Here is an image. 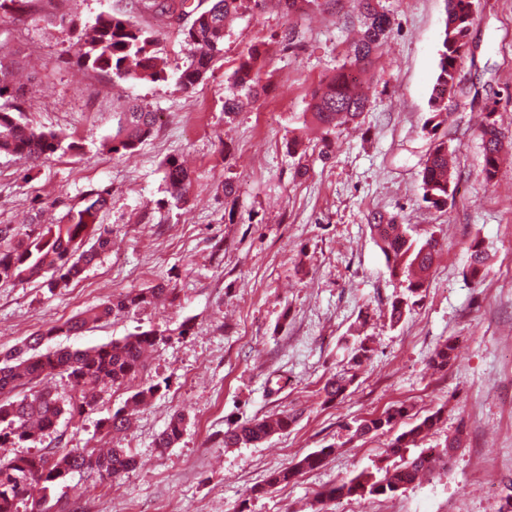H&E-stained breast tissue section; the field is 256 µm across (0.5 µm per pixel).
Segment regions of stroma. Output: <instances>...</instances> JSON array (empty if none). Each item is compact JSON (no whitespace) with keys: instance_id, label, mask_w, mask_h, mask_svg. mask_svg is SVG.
Wrapping results in <instances>:
<instances>
[{"instance_id":"35a3bbf8","label":"stroma","mask_w":512,"mask_h":512,"mask_svg":"<svg viewBox=\"0 0 512 512\" xmlns=\"http://www.w3.org/2000/svg\"><path fill=\"white\" fill-rule=\"evenodd\" d=\"M166 2L172 11L161 16L140 0H64L61 14L46 9L0 23V46L24 65L22 121L79 145L36 162L0 154V224L22 232L49 223L100 187L111 191L101 221L112 230L111 251L81 280L52 292L39 279L0 286V353L39 331L46 348L73 350L138 328L172 336L126 386L100 389L93 412L63 416L44 443L0 447V457L38 454L48 444L136 454L138 466L111 482L71 474L54 492L64 512H498L512 490V0H479L472 53L441 127L457 150L456 191L443 212L423 202L421 172L433 143L426 122L445 0H381L394 25L363 81L368 108L358 124L337 129L326 159L306 110L311 90L343 64L362 27L355 0H325L288 17L275 7L241 12L223 55L187 91L171 79L118 85L80 64L74 24L121 12L156 32L169 67L183 65L179 31L209 0ZM255 45L267 90L225 119L228 79ZM126 96L160 121L121 156L105 143ZM490 104L506 156L488 183L476 126ZM295 136L302 146L292 153ZM170 157L183 159L193 178L179 205L163 179ZM227 179L236 186L230 217ZM377 214L407 225L415 239L438 241L425 296L396 326L387 309L404 284L371 235ZM475 239L487 253L479 283L468 274ZM160 282L173 295L79 335L46 334L112 295ZM357 334L373 353L346 397L324 402L320 389L347 368ZM448 340L454 359L434 370L430 358ZM163 380L167 389L135 412L129 429L100 431L135 391ZM394 404L409 414L389 433L352 437L355 420ZM438 409L444 415L421 445L441 448L460 436L448 467L393 494L318 508L323 487L395 465L390 438ZM177 410L190 422L172 448L159 450L155 440ZM277 412L296 414L287 431L225 447L236 423ZM328 446L335 453L321 468L264 490L271 470Z\"/></svg>"}]
</instances>
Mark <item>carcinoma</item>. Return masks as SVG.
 <instances>
[{"label":"carcinoma","instance_id":"obj_1","mask_svg":"<svg viewBox=\"0 0 512 512\" xmlns=\"http://www.w3.org/2000/svg\"><path fill=\"white\" fill-rule=\"evenodd\" d=\"M262 10L268 0H210V5L194 17L190 26L182 30L187 47V61L176 68V82L184 89L201 83L214 59L224 50V36L230 21L239 14L244 2ZM285 15L306 7L320 6V0H277ZM363 27L352 47L347 61L329 79L311 90L308 103L309 123L321 130V154L333 152L330 135L336 127L356 122L366 110L368 100L359 91V74L372 65V55L385 39L392 26L391 17L379 8V0H356ZM447 21L442 40L438 70L429 98L432 116L428 120L431 131H436L448 120V102L458 92V74L462 61L470 53V34L478 0H446ZM35 8L34 0H0V21L18 19L24 13L22 6ZM84 52L80 63L109 74L112 80L123 83L165 81L168 79L167 62L160 56L159 39L155 32L145 29L120 14L101 15L88 30L80 33ZM260 48L253 47L241 59L229 81V94L224 100V114L229 118L245 104L256 98L262 90L257 77ZM20 61L14 54L0 49V152L10 153L32 161L51 156L59 150H73L76 145L63 144V139L52 132L37 130L17 118L22 112V99L26 89L14 80ZM116 126L108 141L109 151L126 154L135 151L152 136L157 115L148 107L130 101L124 111L115 113ZM479 136L483 144L484 180H493L503 149L504 135L495 119V108L486 109ZM453 153L448 141L435 140L422 170V199L437 211L448 205L453 196L455 172L450 166ZM167 193L177 202L187 200L192 177L176 158L164 164ZM110 205V191L93 189L85 194L82 203L68 208L56 224H31L19 235L9 225H0V283H16L32 279H45L52 291L81 278L85 269L112 246L111 231L100 224V217ZM372 236L383 253L390 272L406 276L405 293L395 298L389 309L390 321L399 323L423 299L427 277L438 251L434 239L423 242L412 239L405 224L370 225ZM473 279L481 277L485 252L481 241L475 239L468 246ZM173 289L164 283L148 292H127L92 306L59 326L26 339L21 346L7 352L0 359V446L6 443L20 445L40 442L55 428L65 413H85L94 410L97 391L103 387H120L134 379L145 367L144 354L172 340L171 335L156 329L137 330L119 341L93 346L83 350L57 349L40 352L38 348L45 336L77 335L91 323L111 318L118 313L130 312L145 304L167 297ZM453 345L445 342L433 353L431 364L445 369L451 358ZM66 375L72 395L68 404L61 403L47 390L33 391L20 400L12 399L19 389L54 376ZM355 372L347 369L331 375L324 386V401L333 402L348 391ZM152 384L137 390L129 402L145 406L160 391ZM403 405L393 406L380 416L365 419L354 427L353 435L363 437L390 426L404 416ZM441 409L421 418L409 430L395 436L387 445L400 464L385 470L377 478L360 473L343 480L317 494L321 501L358 499L366 495L393 494L420 480L432 471L431 464L448 457V452L460 447V438L448 439L446 448L437 452L432 448L404 457L410 447L418 443L441 420ZM296 420L293 414H272L236 424L224 433V447L256 445L270 436L285 431ZM187 422L185 412L174 413L167 427L159 434L156 445L170 448L183 434ZM126 418L122 409L102 422L105 434L123 430ZM335 449L322 448L309 453L289 467L276 469L267 477L264 488L288 485L305 471L322 465ZM136 466L134 455L125 448H110L105 452L97 448H49L38 456L19 455L0 459V512H19L22 505H30V512H48L51 491L74 472L90 478L116 479Z\"/></svg>","mask_w":512,"mask_h":512}]
</instances>
